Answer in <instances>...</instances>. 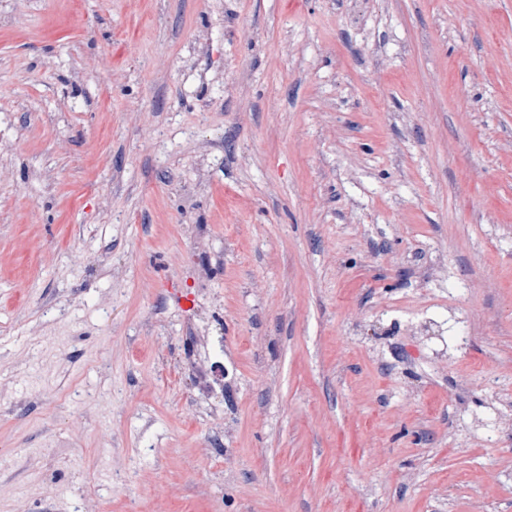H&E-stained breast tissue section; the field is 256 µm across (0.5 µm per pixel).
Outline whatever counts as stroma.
<instances>
[{
	"label": "stroma",
	"instance_id": "stroma-1",
	"mask_svg": "<svg viewBox=\"0 0 512 512\" xmlns=\"http://www.w3.org/2000/svg\"><path fill=\"white\" fill-rule=\"evenodd\" d=\"M59 500L512 512V0H0V512ZM207 345L212 344L214 353V360L210 363L204 364L195 375V388L200 395H207L211 392H217L224 390V343H215L212 336H202ZM213 341V343H212Z\"/></svg>",
	"mask_w": 512,
	"mask_h": 512
}]
</instances>
